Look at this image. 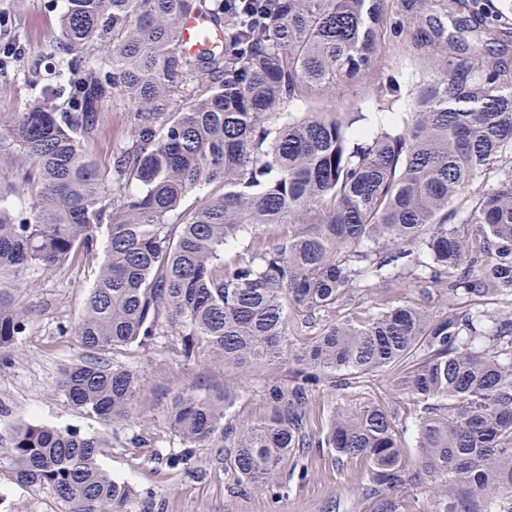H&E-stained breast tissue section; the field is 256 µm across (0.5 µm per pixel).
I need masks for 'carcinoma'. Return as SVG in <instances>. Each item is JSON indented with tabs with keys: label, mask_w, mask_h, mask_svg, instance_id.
<instances>
[{
	"label": "carcinoma",
	"mask_w": 512,
	"mask_h": 512,
	"mask_svg": "<svg viewBox=\"0 0 512 512\" xmlns=\"http://www.w3.org/2000/svg\"><path fill=\"white\" fill-rule=\"evenodd\" d=\"M390 0H66L56 50L67 77L49 99L0 113V282L31 267L103 262L80 318L62 334L85 357L59 388L105 425L131 421L145 383L112 350L146 349L176 334L236 370L283 359L292 311L301 335L291 385L268 389L270 409L224 427L236 391L192 383L168 418L185 474L196 450L239 485L273 492L289 452L329 448L369 463L378 512L430 484L438 512H512V315L477 308L512 298V68L482 74L447 56L442 18L512 42V19L482 0H409L414 41L432 48L434 79L410 92L377 77L396 32ZM194 9L223 32L220 47H180ZM370 83L373 107L338 112L325 92ZM308 106L291 112L292 103ZM129 113L112 167L90 160L108 107ZM218 191L202 199L207 186ZM176 222L170 223L169 217ZM411 281L439 290L448 310L376 307L336 313L361 288ZM28 312L0 289V352L25 335ZM393 370L394 392L420 408L417 467L404 463L396 416L380 406L336 409L308 430L312 384L345 392ZM108 431L21 425L0 468L50 490L66 512H133L140 492L103 468Z\"/></svg>",
	"instance_id": "carcinoma-1"
}]
</instances>
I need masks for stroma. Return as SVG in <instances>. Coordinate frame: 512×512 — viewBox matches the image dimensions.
Masks as SVG:
<instances>
[{"label":"stroma","mask_w":512,"mask_h":512,"mask_svg":"<svg viewBox=\"0 0 512 512\" xmlns=\"http://www.w3.org/2000/svg\"><path fill=\"white\" fill-rule=\"evenodd\" d=\"M63 0H0V40L18 43L21 50L10 61V73L0 78V113L20 112L47 98L48 86L30 81L32 72L45 66L44 55L59 34ZM386 65L380 77L395 75L403 93H410L434 72L426 68L430 49L401 36L398 44L383 47ZM127 115L105 112L92 150L93 161L103 169L112 164V154L125 140ZM100 261L96 258L46 272L26 271L13 294L29 314L28 331L10 358L0 359V443L7 442L13 427L22 424L74 428L85 434L102 430L95 418L75 409L59 389L62 369L78 362L84 351L61 328L80 317L87 290ZM388 300L397 305L424 306L435 312L447 307L439 294L425 295L414 284L395 288H371L361 292L360 314H367L376 303ZM306 339L289 335L285 360L276 369L263 367L246 371L230 369L213 362L206 351L183 358L173 337L156 340L148 350L135 346L114 349V363L136 368L147 391L136 406L131 422L116 425L112 446L105 449L101 463L112 476L150 491L138 512H376L377 499L369 491L368 465L364 460H337L329 449L308 448L289 454L279 480L277 494L241 489L212 466L208 449H198L196 464L201 476L191 478L181 468L168 466L165 458L178 453L179 437L168 421L172 398L195 381L211 380L237 388L234 407L224 419L237 426L263 417L268 410L267 391L276 381L291 379L295 355ZM378 405L394 413L400 426H412L417 411L409 401L392 390L390 373L365 378L359 387L336 394L317 386L308 410L309 427L321 434L335 409L357 410ZM145 438L161 449L163 460H153L134 448L137 438ZM0 512H64L63 503L49 490L19 487L0 473Z\"/></svg>","instance_id":"obj_1"}]
</instances>
